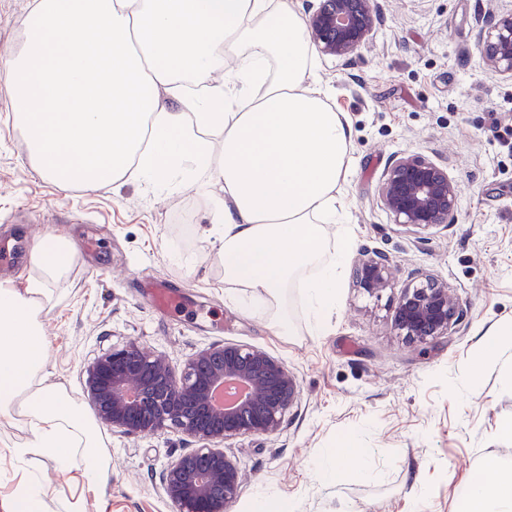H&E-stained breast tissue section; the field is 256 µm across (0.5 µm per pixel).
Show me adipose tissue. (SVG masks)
<instances>
[{
  "instance_id": "ef3b65f1",
  "label": "adipose tissue",
  "mask_w": 512,
  "mask_h": 512,
  "mask_svg": "<svg viewBox=\"0 0 512 512\" xmlns=\"http://www.w3.org/2000/svg\"><path fill=\"white\" fill-rule=\"evenodd\" d=\"M24 25L23 43L0 49V78L37 172L62 191L197 183L214 200L225 284L273 301L299 285L322 332L356 245L354 131L294 0H32ZM73 256L69 239L46 236L38 275L0 285V416L29 432L18 462L40 457L97 492L112 476L101 430L44 376L41 316ZM465 512H512V474L468 476Z\"/></svg>"
}]
</instances>
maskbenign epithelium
Wrapping results in <instances>:
<instances>
[{"mask_svg": "<svg viewBox=\"0 0 512 512\" xmlns=\"http://www.w3.org/2000/svg\"><path fill=\"white\" fill-rule=\"evenodd\" d=\"M379 19L376 0H320L309 10V36L322 53L346 58L358 52ZM481 52L486 65L512 76V10L487 20ZM459 197L447 168L422 155L393 158L380 185L384 209L412 233L453 223ZM353 275L359 288L378 296L390 287L394 264L388 254L366 250ZM463 315L447 284L414 277L402 288L391 324L397 335L423 345L448 334ZM85 373L88 398L105 426L130 436L175 429L198 444L161 475L178 512H226L239 494L241 475L224 443L277 431L298 393L281 360L230 343L197 352L179 373L161 355L130 343L102 353ZM215 487L223 491L219 498Z\"/></svg>", "mask_w": 512, "mask_h": 512, "instance_id": "1", "label": "benign epithelium"}]
</instances>
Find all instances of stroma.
<instances>
[{
    "instance_id": "1",
    "label": "stroma",
    "mask_w": 512,
    "mask_h": 512,
    "mask_svg": "<svg viewBox=\"0 0 512 512\" xmlns=\"http://www.w3.org/2000/svg\"><path fill=\"white\" fill-rule=\"evenodd\" d=\"M381 20L352 59L316 54L332 106L354 128V174L347 187L357 261L363 248L390 255L394 280L380 297L344 275L326 328L310 330L299 289L252 310L230 300L211 198L189 184L158 191L124 180L94 193L58 190L33 170L25 135L0 80V240L17 253L4 279L23 286L37 275L36 243L70 239L77 253L53 283L43 320L50 383L90 403L85 369L101 353L134 341L174 368L199 350L235 343L263 349L295 375L299 393L282 427L224 445L241 469L227 512H250L259 494L296 512H461L464 481H495L512 465V338L497 351L481 335L512 319V77L480 54L482 20L512 0H377ZM447 163L461 187L454 224L414 236L379 198L382 174L400 155ZM91 252H83L86 242ZM178 246L183 261L170 254ZM422 272L453 289L464 310L448 334L419 346L396 336L391 314L403 285ZM183 289L189 310L162 315L144 280ZM285 312L293 335L275 333ZM102 433L112 481L83 490L75 473L41 464L49 512L69 501L77 512H177L160 474L194 448L178 432ZM354 435L361 452L337 478L317 469L330 448ZM27 433L0 418V501L25 478L10 452Z\"/></svg>"
}]
</instances>
